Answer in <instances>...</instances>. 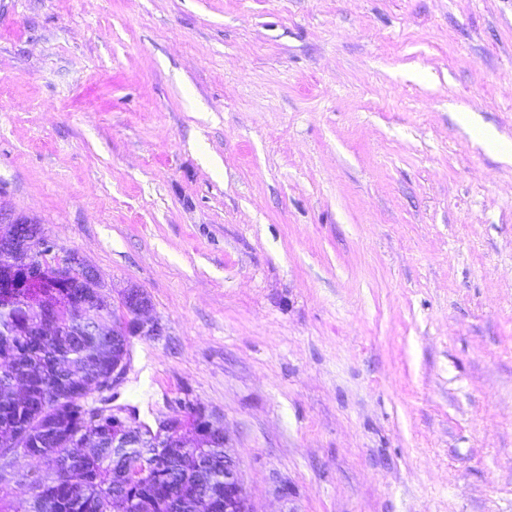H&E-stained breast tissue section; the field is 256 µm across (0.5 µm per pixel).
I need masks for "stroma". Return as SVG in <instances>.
<instances>
[{
  "label": "stroma",
  "instance_id": "35a3bbf8",
  "mask_svg": "<svg viewBox=\"0 0 512 512\" xmlns=\"http://www.w3.org/2000/svg\"><path fill=\"white\" fill-rule=\"evenodd\" d=\"M487 129L512 0H0V210L148 294L118 401L207 407L254 512H512Z\"/></svg>",
  "mask_w": 512,
  "mask_h": 512
}]
</instances>
